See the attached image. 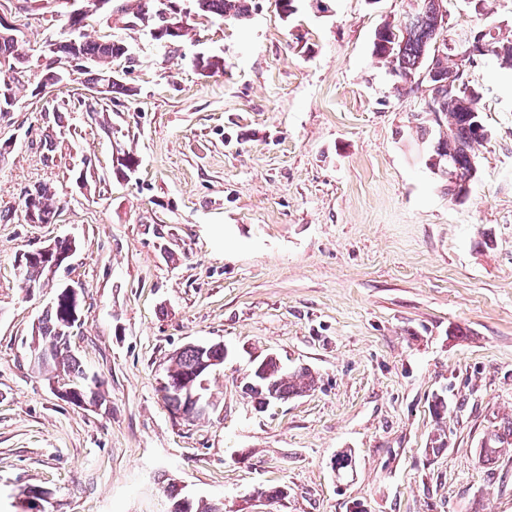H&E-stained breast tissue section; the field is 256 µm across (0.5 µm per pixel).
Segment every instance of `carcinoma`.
<instances>
[{
	"label": "carcinoma",
	"mask_w": 512,
	"mask_h": 512,
	"mask_svg": "<svg viewBox=\"0 0 512 512\" xmlns=\"http://www.w3.org/2000/svg\"><path fill=\"white\" fill-rule=\"evenodd\" d=\"M136 12L132 19L141 23L147 21L156 28L166 24L163 17L151 8L155 0H136ZM252 0H196L197 7L204 13L222 18L225 21L242 20L249 16ZM407 25L400 23L383 25L376 33L373 49L377 56L387 63L392 75L398 81L407 83V91H414L419 84V74L428 66H433L439 76L441 85L433 97L434 112L426 113L427 124L420 126V132L433 136L431 150L425 160L430 171L442 167L452 169L454 177L443 176L448 192L465 196L470 183L475 178V161L471 154L472 145L487 139L488 132L481 120V98L470 97L464 91L448 93L445 82L448 80V49L436 48L443 21L439 15L435 0H420L419 8L405 16ZM52 53L66 61L77 60L87 64L83 74L85 82L98 85L101 77L112 66L114 60L127 53V47L120 41L108 36L97 40L83 38L73 41L65 38L53 44ZM472 57L494 56L503 66H512V43L500 44L492 31L474 38L471 43ZM6 63L18 68L29 67L24 59L22 47L15 40L0 33V64ZM138 168V160L130 153H122L117 158L115 173L122 178H129ZM37 212L45 218V223L55 221L59 211V198L56 191L48 187L36 190ZM50 275V267L33 263H24L25 285L37 284ZM68 304L58 301L48 307L38 320L34 335L37 336V349L50 351L49 356L41 362L45 368L54 371L62 368L72 375L74 386L81 389L78 400L82 403L98 404L105 402L97 390L98 380L88 376L75 358L67 354L70 341ZM197 355L192 346L185 347L175 358L174 366L169 369L171 376L178 377L192 371ZM266 370L275 381L276 393L282 400L300 396L315 386L312 373L301 368L285 374L278 368L275 360L266 363ZM512 447V417L503 419L481 439L479 458L484 463L493 462L501 448Z\"/></svg>",
	"instance_id": "obj_1"
}]
</instances>
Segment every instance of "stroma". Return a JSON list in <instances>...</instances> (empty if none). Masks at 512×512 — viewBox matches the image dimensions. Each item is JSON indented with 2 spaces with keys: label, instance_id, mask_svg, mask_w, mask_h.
Masks as SVG:
<instances>
[{
  "label": "stroma",
  "instance_id": "stroma-1",
  "mask_svg": "<svg viewBox=\"0 0 512 512\" xmlns=\"http://www.w3.org/2000/svg\"><path fill=\"white\" fill-rule=\"evenodd\" d=\"M418 0H252L226 22L191 12L173 44L96 13L85 34L125 40L132 96L82 106V75L26 85L0 115V512H166V479L224 512H512V448L478 457L512 416V71L469 76L488 137L477 177L448 194L412 135L427 85L402 96L376 30ZM67 0H0L33 60L66 38ZM455 30L512 38V0H448ZM224 69L204 73L199 54ZM139 168L117 177L113 156ZM48 185L51 224L22 201ZM72 239L55 281L82 286L70 350L104 408L77 406L34 362L53 296L22 255ZM224 344L215 407L191 421L158 392L173 355ZM316 378L269 406L245 391L255 361ZM448 411L435 415L434 397ZM445 430L448 445L431 450ZM351 451L352 478H336ZM492 427L480 442L479 458L484 463H492L498 456L499 448L512 447V416Z\"/></svg>",
  "mask_w": 512,
  "mask_h": 512
}]
</instances>
